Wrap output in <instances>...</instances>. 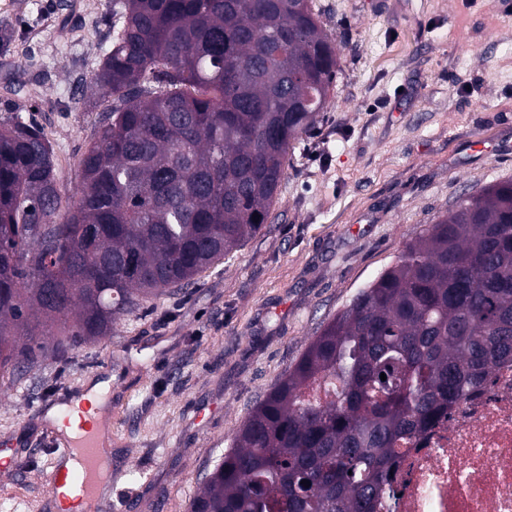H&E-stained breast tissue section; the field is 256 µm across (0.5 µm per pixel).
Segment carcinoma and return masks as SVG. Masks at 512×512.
<instances>
[{"label":"carcinoma","mask_w":512,"mask_h":512,"mask_svg":"<svg viewBox=\"0 0 512 512\" xmlns=\"http://www.w3.org/2000/svg\"><path fill=\"white\" fill-rule=\"evenodd\" d=\"M116 15L92 80L109 105L64 221L37 122H0L1 369L47 347L50 327L17 341L34 313L74 319L73 345L107 336L258 235L333 90L311 0H122ZM32 249L51 268L26 264ZM508 359L512 179L459 199L323 325L190 512H370L399 445Z\"/></svg>","instance_id":"1"}]
</instances>
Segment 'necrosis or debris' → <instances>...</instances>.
Here are the masks:
<instances>
[{
  "mask_svg": "<svg viewBox=\"0 0 512 512\" xmlns=\"http://www.w3.org/2000/svg\"><path fill=\"white\" fill-rule=\"evenodd\" d=\"M374 512H512V361L401 444Z\"/></svg>",
  "mask_w": 512,
  "mask_h": 512,
  "instance_id": "necrosis-or-debris-1",
  "label": "necrosis or debris"
}]
</instances>
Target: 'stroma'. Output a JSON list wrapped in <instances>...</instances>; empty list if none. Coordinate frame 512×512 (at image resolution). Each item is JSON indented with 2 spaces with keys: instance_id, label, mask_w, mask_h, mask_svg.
I'll use <instances>...</instances> for the list:
<instances>
[{
  "instance_id": "1",
  "label": "stroma",
  "mask_w": 512,
  "mask_h": 512,
  "mask_svg": "<svg viewBox=\"0 0 512 512\" xmlns=\"http://www.w3.org/2000/svg\"><path fill=\"white\" fill-rule=\"evenodd\" d=\"M116 0H0V120L33 116L63 206L106 101L90 82ZM339 70L290 152L261 233L121 318L109 336L0 370V512H56L42 432L64 390L107 382L129 512H188L256 400L321 327L463 196L512 178V13L497 0H313Z\"/></svg>"
}]
</instances>
